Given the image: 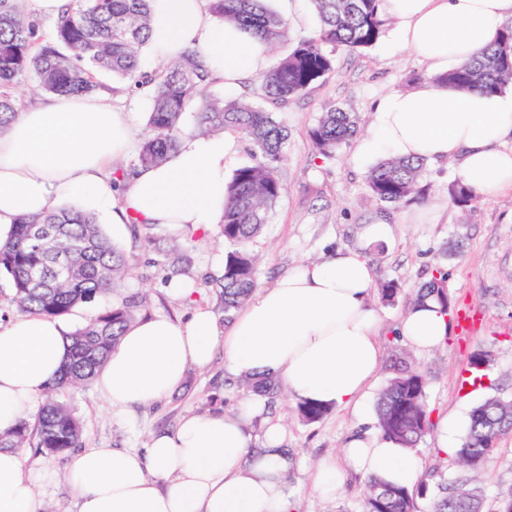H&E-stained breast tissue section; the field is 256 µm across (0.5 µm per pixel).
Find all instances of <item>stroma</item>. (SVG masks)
<instances>
[{"label": "stroma", "mask_w": 512, "mask_h": 512, "mask_svg": "<svg viewBox=\"0 0 512 512\" xmlns=\"http://www.w3.org/2000/svg\"><path fill=\"white\" fill-rule=\"evenodd\" d=\"M425 73V64L409 49L394 44L388 33L363 53L337 51L334 67L324 80L280 115L289 132L280 168L284 192L249 248L258 258L261 287L305 261L347 249L368 260L377 280L398 281L402 292L395 303L378 307L384 351L378 380L387 382L395 361L406 362L428 380L432 420L453 414L464 425L472 409L486 398L512 399V192L477 198L465 209L454 206L448 188L457 177V163L451 160L426 165L423 181L429 195L425 202L385 213L370 199L367 176L383 155L363 152L360 144L369 133L373 108L382 96L410 89ZM331 102L356 113L358 130L333 160L322 163L311 157L308 130ZM378 221L394 226L392 240L364 241V225ZM103 230L131 255L135 274L121 288L90 303L91 312L139 292L146 296L150 313L181 317L196 307L220 314L216 296L205 283L207 276L221 270L230 249L219 225L197 233L192 243L196 293L189 302L166 291L153 247L133 240L128 230L116 231L108 224ZM437 267L448 277L451 329L442 347L419 353L395 335L394 327L410 308L417 288ZM478 348L489 351L491 361L483 387L475 389L468 384L469 359ZM224 377V355L219 352L208 368L191 370L182 389L128 416L113 415L90 385L67 390L61 399L82 420L85 447L142 448L151 431L175 430L187 415L235 409L247 393L225 388ZM216 392L224 395L225 405L210 404ZM272 417L283 424L284 444L294 458L289 480L298 488L295 512H359L363 477L348 476L332 496L314 493L310 483L314 464L338 456L356 426L353 418L334 408L320 421L307 424L284 395L279 396ZM23 470L51 512H76L68 461L30 448ZM478 481L486 494L484 512H493L499 490L512 486V436L502 439L498 450L484 461Z\"/></svg>", "instance_id": "1"}]
</instances>
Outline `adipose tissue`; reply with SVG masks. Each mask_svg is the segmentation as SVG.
<instances>
[{
	"label": "adipose tissue",
	"mask_w": 512,
	"mask_h": 512,
	"mask_svg": "<svg viewBox=\"0 0 512 512\" xmlns=\"http://www.w3.org/2000/svg\"><path fill=\"white\" fill-rule=\"evenodd\" d=\"M398 17L392 37L426 64L404 92L382 97L362 148L403 159L458 162L474 193L512 191V89L487 95L444 82L493 44L512 19V0H383ZM148 49L157 61L201 54L227 90L268 66L270 46L220 21L205 0H150ZM135 116L110 90L35 98L0 130V242L16 219L75 207L103 223L132 222L192 235L224 219L227 166L238 151L226 135H183L160 165L138 168L114 191L112 177L132 145ZM373 266L354 250L303 264L261 288L227 329L204 310L187 319L151 314L126 327L93 377L113 409L129 412L181 388L208 366L216 346L232 376L275 377L294 402H317L368 417L382 360ZM399 336L417 350L439 348L449 320L435 297L416 301ZM69 330L59 319L0 318V433L30 418L60 375ZM253 398L224 415L193 414L176 431L155 432L147 448H84L70 462L77 512H293L277 423L255 430ZM343 465L322 463L315 490L336 492L343 469L398 485L416 483L419 457L369 430L353 431ZM23 452L0 448V512H39L22 474Z\"/></svg>",
	"instance_id": "obj_1"
}]
</instances>
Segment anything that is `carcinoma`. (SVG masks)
Instances as JSON below:
<instances>
[{
    "mask_svg": "<svg viewBox=\"0 0 512 512\" xmlns=\"http://www.w3.org/2000/svg\"><path fill=\"white\" fill-rule=\"evenodd\" d=\"M24 0H0V129L19 109L12 89L34 78L36 89L50 94H87L102 86L105 74L113 83L130 81L148 91L152 107L146 132L133 163L118 169L124 179L139 167L155 165L173 152L185 126V114L193 109V125L202 134L234 131L251 145L253 162L235 169L224 198L220 234L232 246L221 271L206 284L216 293L224 323L234 319L257 287V259L249 243L268 223L273 207L284 191L279 168L288 141V129L274 115L290 100L305 95L332 70L334 54H351L373 47L383 35L386 19L380 0H310L318 27L295 46L259 80L263 103L242 97L210 98L217 83L206 63L194 53L183 55L151 72L140 69L139 56L147 46L149 0H76L55 21L53 33H44L39 19L28 15ZM211 13L231 20L251 35L275 44L285 34L286 22L267 0H207ZM443 80L463 90L495 93L512 83V26L501 29L498 41ZM357 122L346 110L329 104L309 131L312 154L330 159L356 133ZM423 160L383 159L371 168L367 187L381 210L399 209L427 199L420 184ZM451 202L468 207L476 194L460 181L449 187ZM39 227L52 230L72 245L74 275L55 278L52 262L36 241ZM163 281L174 276L191 277V259L174 245L161 250ZM130 255L103 232L93 215L75 208L38 216L21 217L9 238L0 245V275L9 278L18 311L36 316L65 318L83 303L106 295L133 275ZM446 273L436 268L416 292L433 295L443 308L449 297ZM377 298L392 304L401 293L395 280L376 285ZM146 298L131 293L121 302L92 318L69 334L71 345L60 377L50 386L34 421L0 433V448L34 447L68 458L84 447L83 424L74 410L58 399L59 392L87 383L117 345L127 325L145 309ZM236 384L264 400L272 409L278 384L273 380L240 379ZM425 375L407 365L396 369L376 400L380 434L404 448L415 449L431 430ZM330 407L317 403L297 405L306 423L320 421ZM512 434V400L489 397L470 413L469 423L456 455L471 471ZM431 499V512H483L484 489L472 477L448 481L439 468L411 488L367 478V493L360 512H416V500Z\"/></svg>",
    "mask_w": 512,
    "mask_h": 512,
    "instance_id": "carcinoma-1",
    "label": "carcinoma"
}]
</instances>
